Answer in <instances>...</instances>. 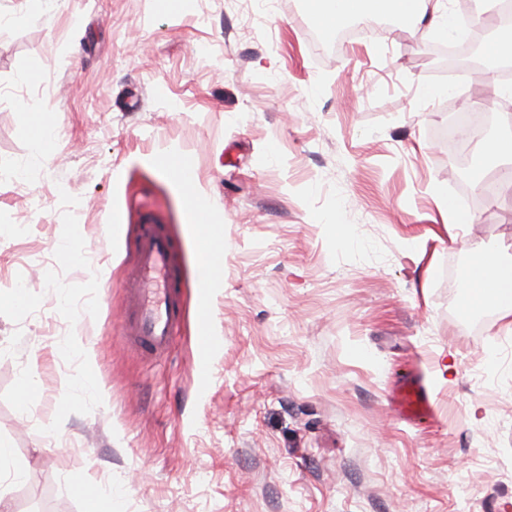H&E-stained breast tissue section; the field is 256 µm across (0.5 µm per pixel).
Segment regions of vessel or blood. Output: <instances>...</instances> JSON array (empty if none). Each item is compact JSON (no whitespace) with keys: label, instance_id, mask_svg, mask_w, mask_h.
<instances>
[{"label":"vessel or blood","instance_id":"b4317fda","mask_svg":"<svg viewBox=\"0 0 512 512\" xmlns=\"http://www.w3.org/2000/svg\"><path fill=\"white\" fill-rule=\"evenodd\" d=\"M178 270L174 246L150 210H142L137 226L134 262L122 283L126 312L119 334L145 352L161 355L168 351L182 322V307L177 287ZM195 342L196 372L207 379L211 372V351L215 344L209 321V303L200 301L197 310ZM393 403L408 420L426 417L431 412V395L421 379L405 381L395 391Z\"/></svg>","mask_w":512,"mask_h":512}]
</instances>
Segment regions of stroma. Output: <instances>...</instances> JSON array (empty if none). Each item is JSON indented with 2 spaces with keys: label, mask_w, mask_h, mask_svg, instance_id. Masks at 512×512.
<instances>
[{
  "label": "stroma",
  "mask_w": 512,
  "mask_h": 512,
  "mask_svg": "<svg viewBox=\"0 0 512 512\" xmlns=\"http://www.w3.org/2000/svg\"><path fill=\"white\" fill-rule=\"evenodd\" d=\"M323 34L307 0H0V443L26 472L8 512H84L106 486L113 512L512 505V335L463 265L512 264L501 165L482 216L449 223L436 132L458 80L428 74L420 26ZM145 204L182 282L153 359L116 334ZM199 230L222 282L203 389ZM409 376L430 418L391 404Z\"/></svg>",
  "instance_id": "stroma-1"
}]
</instances>
